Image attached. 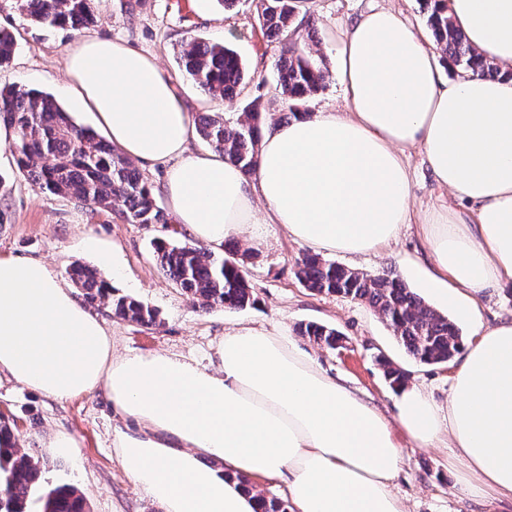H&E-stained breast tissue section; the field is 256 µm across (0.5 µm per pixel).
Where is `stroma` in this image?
<instances>
[{"label":"stroma","mask_w":512,"mask_h":512,"mask_svg":"<svg viewBox=\"0 0 512 512\" xmlns=\"http://www.w3.org/2000/svg\"><path fill=\"white\" fill-rule=\"evenodd\" d=\"M303 2L301 13L313 24L317 36L311 51L329 71L324 87L303 105L306 113L345 107L343 90L334 77L337 44L333 36L341 24L371 8L388 7L402 12L418 30L426 28L419 0ZM257 3L237 0L227 10L218 0H210L209 13L204 16L198 12L195 0H94L96 20L86 32L123 40L153 57L193 115L220 112L225 123L232 126L258 103L267 113L264 126L269 129L287 112L288 103L280 93L275 68L280 46L264 34ZM1 27L15 33L17 49L9 63L0 66V88L22 86L49 93L78 126L100 132L96 114L75 99L66 74V50L81 33L34 23L18 0H0ZM192 37L222 43L240 56L246 79L233 101L205 93L180 67V46ZM405 162L411 174L412 220L398 243L361 257L336 254L332 260L358 271L394 272L416 291L420 285L410 261L423 251L424 216L447 206L467 219L471 206L437 185L419 149H408ZM90 236L110 244L119 262V273L101 266L85 250L84 241ZM159 239L184 243L188 237L173 223L129 224L113 212L94 211L43 190L20 173L11 148L0 150V258L39 259L63 279L78 264L98 269L117 295L133 297L157 311L156 325L140 326L114 318L108 305L96 306L95 312L104 320L119 354L168 352L206 366L226 329L251 323L283 334L386 416L394 414L395 391L377 363L381 355L407 372L409 383L424 389L438 404H446L452 365L415 362L392 329L367 304L305 288L297 272L308 250L284 231L274 230L267 245L260 249L240 244V252L247 255L248 281L257 300L255 306L245 309L202 308L159 265L153 247ZM301 322L336 328L343 337L341 347L325 350L298 336L295 327ZM0 413L15 419L17 447L40 460L44 482L77 487L85 498L87 512H163L159 503L137 490L122 469L112 446L113 430L122 419L102 394L81 395L59 403L4 377L0 379ZM53 430L72 436L76 443L72 456L46 453L42 441ZM393 434L401 454L393 489L406 512H512L511 502L478 501L461 491L457 475L448 465L451 448L417 447L398 426Z\"/></svg>","instance_id":"obj_1"}]
</instances>
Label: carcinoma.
<instances>
[{
	"instance_id": "1",
	"label": "carcinoma",
	"mask_w": 512,
	"mask_h": 512,
	"mask_svg": "<svg viewBox=\"0 0 512 512\" xmlns=\"http://www.w3.org/2000/svg\"><path fill=\"white\" fill-rule=\"evenodd\" d=\"M93 2L23 0L22 7L39 24L81 30L95 21ZM422 4L437 45L455 65L475 76L498 75L496 67L478 55L452 24L441 0H422ZM298 16L299 0H268L261 13L267 36L281 42L276 62L278 85L291 102L289 111L293 115L328 77L326 68L308 47L313 35L300 34L304 21ZM14 51V37L0 30V65L9 62ZM179 60L193 82L212 97L233 99L245 80L241 59L222 43L190 38L182 43ZM0 119L17 130L16 163L27 179L94 210L115 209L129 224L169 223L168 215L156 204L148 183L130 158L76 125L50 94L21 87L0 89ZM263 119V109L254 104L232 127L226 126L219 114L201 118L198 133L226 160L251 175L257 165ZM155 250L169 277L203 307L243 309L254 304L240 262L174 242H159ZM69 274L88 305L95 307L107 301L117 318L139 325L156 323L157 313L149 306L129 296L113 297L112 288L96 269L77 266ZM298 276L312 292L367 303L390 325L406 352L421 363L448 362L461 346L457 325L425 304L395 274L354 271L309 254L302 259ZM296 333L329 350L336 349L340 340L336 329L314 323L298 324ZM378 363L391 386L398 387L408 380V374L387 358L379 357ZM224 477L243 492H254L246 476L226 473ZM256 498L257 512H291L290 503L282 498L260 492ZM33 504L39 505L38 512H85L84 498L76 487L42 483L39 463L19 453L13 430L0 415V512H31Z\"/></svg>"
}]
</instances>
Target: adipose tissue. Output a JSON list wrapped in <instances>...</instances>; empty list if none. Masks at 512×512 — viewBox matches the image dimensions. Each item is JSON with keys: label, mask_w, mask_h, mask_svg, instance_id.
<instances>
[{"label": "adipose tissue", "mask_w": 512, "mask_h": 512, "mask_svg": "<svg viewBox=\"0 0 512 512\" xmlns=\"http://www.w3.org/2000/svg\"><path fill=\"white\" fill-rule=\"evenodd\" d=\"M447 14L501 78L443 80L401 13L370 10L338 41L345 111L264 132L250 176L190 153L195 120L151 57L84 36L66 72L112 146L166 165L171 211L207 244L259 248L275 225L316 254L379 252L411 221L403 154L420 147L436 181L474 208L470 222L450 208L425 222V285L473 317L482 294L512 282V0H447ZM215 356L210 369L115 354L102 319L44 262L0 258V374L58 402L104 394L125 421L113 439L123 470L164 512H255L228 471L281 480L292 512H405L396 424L419 447L448 442L470 497L512 500V320L463 342L447 405L404 385L391 418L264 327L228 330Z\"/></svg>", "instance_id": "ef3b65f1"}]
</instances>
